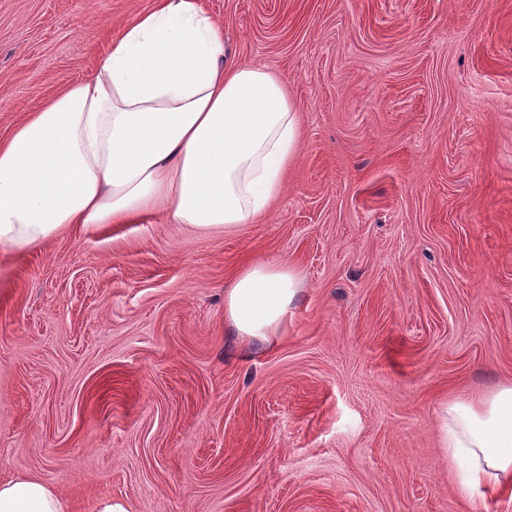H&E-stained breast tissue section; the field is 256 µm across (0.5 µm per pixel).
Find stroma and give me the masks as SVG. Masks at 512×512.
<instances>
[{"instance_id":"obj_1","label":"stroma","mask_w":512,"mask_h":512,"mask_svg":"<svg viewBox=\"0 0 512 512\" xmlns=\"http://www.w3.org/2000/svg\"><path fill=\"white\" fill-rule=\"evenodd\" d=\"M301 120L263 218L0 255V474L72 512H512L467 499L449 400L512 382V0H200ZM155 0H0V138ZM298 269L273 344L224 290Z\"/></svg>"}]
</instances>
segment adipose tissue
<instances>
[{
	"label": "adipose tissue",
	"mask_w": 512,
	"mask_h": 512,
	"mask_svg": "<svg viewBox=\"0 0 512 512\" xmlns=\"http://www.w3.org/2000/svg\"><path fill=\"white\" fill-rule=\"evenodd\" d=\"M300 120L284 81L227 59L199 0H158L126 25L94 72L0 141V251L73 228L154 215L198 230L267 213L297 160ZM302 292L286 263H245L224 315L245 342L271 343ZM442 443L467 498L512 488V386L449 401ZM0 512H70L53 486L0 478Z\"/></svg>",
	"instance_id": "obj_1"
}]
</instances>
